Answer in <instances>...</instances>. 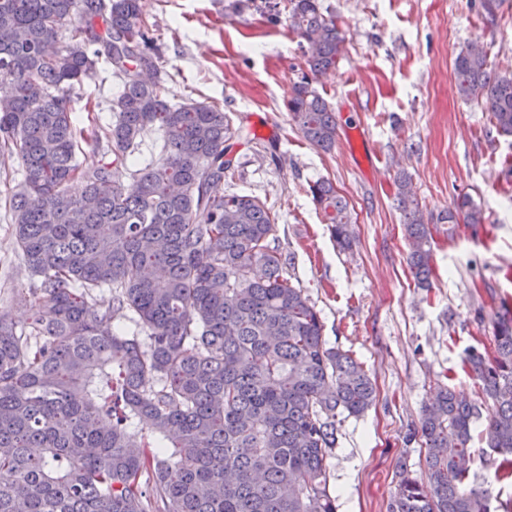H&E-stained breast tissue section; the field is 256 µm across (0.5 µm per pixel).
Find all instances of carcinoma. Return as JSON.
<instances>
[{
	"instance_id": "carcinoma-1",
	"label": "carcinoma",
	"mask_w": 512,
	"mask_h": 512,
	"mask_svg": "<svg viewBox=\"0 0 512 512\" xmlns=\"http://www.w3.org/2000/svg\"><path fill=\"white\" fill-rule=\"evenodd\" d=\"M285 21L308 66L286 102L312 146L336 144V116L314 87L344 37L319 0H288ZM153 25L140 0H0V152L24 179L9 208L36 281L13 293L36 308L22 326L0 314V512H337L327 458L336 417L359 416L376 387L349 350L327 346L319 312L291 281L276 218L257 197L221 194L235 135L224 110L167 100ZM457 94L481 103L512 136V76L473 47L455 57ZM112 72V125L86 139L72 91ZM162 133L157 162L122 182L146 130ZM115 159L83 164L81 143ZM83 184L78 195L68 191ZM309 193L343 251L348 204L320 179ZM410 267L432 271V234L407 177L397 180ZM477 226L462 195L442 222ZM112 307L95 312V289ZM133 314L142 335L112 327ZM492 352L465 367L496 413L482 431L495 478L512 470V309ZM477 406L446 387L425 408L424 476L402 467L388 512H490L464 488Z\"/></svg>"
}]
</instances>
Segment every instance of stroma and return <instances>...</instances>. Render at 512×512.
I'll list each match as a JSON object with an SVG mask.
<instances>
[{
	"mask_svg": "<svg viewBox=\"0 0 512 512\" xmlns=\"http://www.w3.org/2000/svg\"><path fill=\"white\" fill-rule=\"evenodd\" d=\"M488 18L479 0H321L345 37V52L316 85L336 115V146L323 152L291 122L285 103L306 64L286 23L233 0H142L171 97L217 103L243 134L234 141L227 193L260 198L275 215L289 273L324 324L328 345L352 351L376 384L373 406L339 417L328 459L338 512H387L399 463L424 470L420 417L444 386L479 409L494 406L462 368L468 348L492 350L500 301L512 298V138L484 107L461 100L453 61L481 39L491 62L512 56V0ZM496 168L488 185L485 172ZM406 174L434 237V271L419 286L407 263L395 180ZM332 181L348 204L357 242L340 252L309 193ZM21 163L0 158V312L30 315L14 289L31 275L17 247L8 197ZM482 208L478 227L441 223L461 195ZM467 487L512 501L489 450L475 440Z\"/></svg>",
	"mask_w": 512,
	"mask_h": 512,
	"instance_id": "35a3bbf8",
	"label": "stroma"
}]
</instances>
